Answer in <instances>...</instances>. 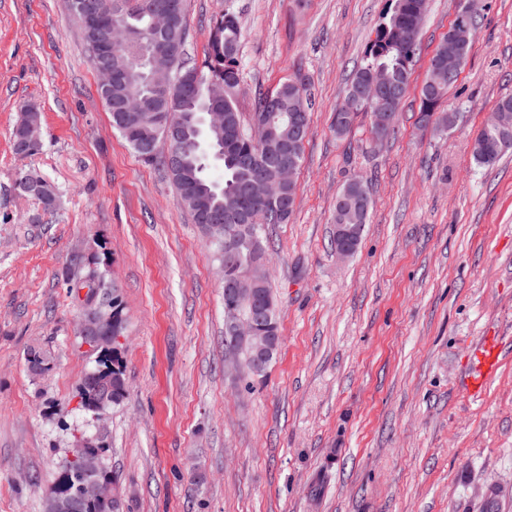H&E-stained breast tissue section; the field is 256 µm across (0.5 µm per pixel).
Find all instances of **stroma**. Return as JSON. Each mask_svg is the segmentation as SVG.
Wrapping results in <instances>:
<instances>
[{
	"label": "stroma",
	"mask_w": 512,
	"mask_h": 512,
	"mask_svg": "<svg viewBox=\"0 0 512 512\" xmlns=\"http://www.w3.org/2000/svg\"><path fill=\"white\" fill-rule=\"evenodd\" d=\"M456 0H430L399 129L384 143L359 113L331 128L388 0H187L189 59L236 15L240 85L295 78L313 95L298 195L268 229L281 344L252 385L224 372V282L161 162L112 128L65 0H0V512H42L78 437H101L123 512H512V155L478 166L471 142L512 95V0L483 19L445 107L419 128L428 60ZM42 113L20 157V108ZM31 167L61 190L44 211L14 188ZM354 177L373 209L356 253L332 245L336 195ZM117 288L128 393L96 418L79 403L95 357L75 333L88 274ZM497 337L481 395L473 350ZM50 351L32 376L30 346Z\"/></svg>",
	"instance_id": "obj_1"
}]
</instances>
